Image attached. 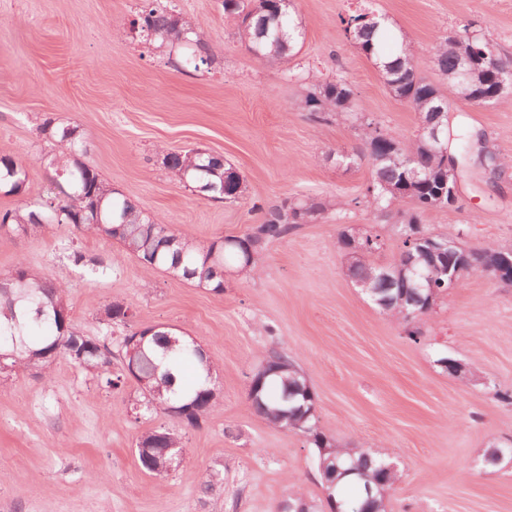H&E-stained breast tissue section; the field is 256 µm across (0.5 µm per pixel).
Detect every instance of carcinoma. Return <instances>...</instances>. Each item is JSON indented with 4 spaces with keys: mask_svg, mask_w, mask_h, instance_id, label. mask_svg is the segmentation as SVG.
Masks as SVG:
<instances>
[{
    "mask_svg": "<svg viewBox=\"0 0 512 512\" xmlns=\"http://www.w3.org/2000/svg\"><path fill=\"white\" fill-rule=\"evenodd\" d=\"M224 14L238 20V36L255 56L271 64L285 63L293 56L302 32L300 22L292 15L283 0H221ZM179 14L174 0H150L138 12L135 23L140 32L153 35L151 42L183 45L187 52L176 61L179 69L209 70L214 56L205 34L197 26L182 21L173 23ZM344 31L355 48L375 61L385 85L394 97L404 101L419 115L420 123L435 117L438 106L450 104L453 99L481 106L509 98L498 92L499 76H512V60L489 57L486 69L475 73L467 86L460 88L454 77L460 59L470 53L489 51L488 43L468 23L456 30V37L442 38L432 48L436 71L446 85L434 83L422 76L415 64L416 50L406 36L396 39L388 29L378 26L376 18L363 14L340 19ZM303 109L318 123L333 117H345L359 108L352 97L351 85L342 76L324 81L309 92L302 101ZM40 133L53 146L54 157L48 175L49 192L37 203H23L14 209L0 211V231L26 235L49 224H71L85 233L119 241L124 249L136 257L145 270L162 269L179 277L198 279L215 293L224 292V266L237 269L256 267L252 255L262 244L280 239L301 224H307L325 214L336 203L321 198L300 199L272 207L264 221L244 237H221L207 245H196L178 236L170 225L159 219L151 220L124 196L108 188L99 174L85 165L80 157L86 145L76 130L59 128L46 120ZM363 149L359 155L368 158L373 169V180L367 187V203L381 213L394 206L408 203L413 212L407 223H421L424 213L450 208L456 204L433 206L429 201L444 187L448 160L473 162L486 166L497 176L512 165L483 142L482 135L473 131L465 136L467 150L459 151L448 127L441 126V144L434 145L428 134L419 133L413 139L399 140L373 122L361 125ZM166 168L193 187L209 185L206 192L211 199L235 200L242 196L243 178L233 167H224L221 155H201L192 149L167 152L163 155ZM26 171L9 156L0 157V188L21 192ZM339 246L348 254L347 267L354 283L367 285V296L390 317L407 326L411 339L421 335L417 324L446 296L448 280L445 270L452 267L484 268L487 275H496L512 282V249L488 245L483 249L464 252L461 248L441 253L419 252L403 241L401 252L386 264H380L376 255L381 249L377 234L355 236L343 233ZM64 283H55L40 276L31 268L19 265L11 273L0 277V351L12 355L8 363L13 371H35L47 376L54 359L68 356L67 346L75 332L70 322L60 316L66 309L63 299ZM121 302H110L104 307L107 325L127 326ZM166 339L168 346L160 353L146 343L147 335ZM135 338L131 347L121 345L122 357L143 368L136 379L141 390L140 402L150 406L146 415L159 413L172 416L171 408L183 406L184 425L197 427L202 417L218 402L215 389L199 388L188 383L175 390L169 383L172 372L194 365L209 374L210 360L204 358L201 348L180 340L175 329L164 326L133 332L123 341ZM269 360L274 362L273 374L262 379H251L248 399L251 407L267 422L286 432L302 435L316 449L318 458L326 462L325 484H334L342 472L350 470L347 492L341 494V508L355 510L367 499L366 490L372 489L375 512H386V492L398 482L396 473L383 470V460L363 448H342L336 445L312 413L316 408L314 394L295 360L273 349ZM112 350L107 344L87 337L82 357L77 365L101 375L105 386H121L126 373L112 375ZM137 452L141 467L156 476L167 475L171 463L170 449L184 451L175 428L160 427L140 436Z\"/></svg>",
    "mask_w": 512,
    "mask_h": 512,
    "instance_id": "1",
    "label": "carcinoma"
}]
</instances>
